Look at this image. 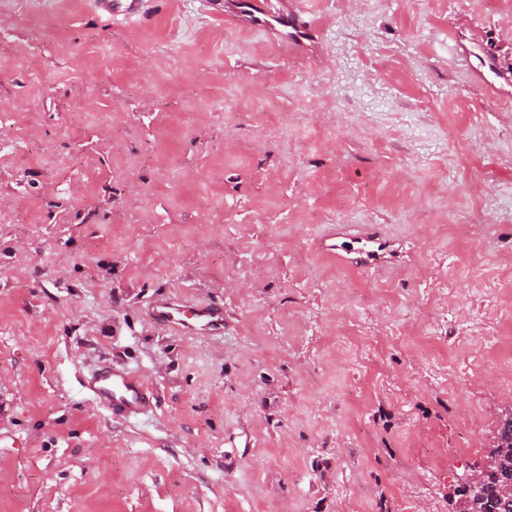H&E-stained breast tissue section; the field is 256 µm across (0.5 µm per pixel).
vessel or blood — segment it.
<instances>
[{"label":"vessel or blood","mask_w":512,"mask_h":512,"mask_svg":"<svg viewBox=\"0 0 512 512\" xmlns=\"http://www.w3.org/2000/svg\"><path fill=\"white\" fill-rule=\"evenodd\" d=\"M97 4L115 20L144 15L143 0H97ZM152 316L190 334L217 335L224 330V310L214 304L188 310L176 301L167 300L153 308ZM85 387L95 402L116 413L138 414L151 404V392L143 381L108 364L92 372Z\"/></svg>","instance_id":"1"}]
</instances>
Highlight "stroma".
Segmentation results:
<instances>
[{"label":"stroma","mask_w":512,"mask_h":512,"mask_svg":"<svg viewBox=\"0 0 512 512\" xmlns=\"http://www.w3.org/2000/svg\"><path fill=\"white\" fill-rule=\"evenodd\" d=\"M267 2L301 52L213 0H0V512H452L493 448L512 0ZM103 361L157 405L97 407ZM144 0H97L98 6L112 17V20H130L138 17L143 18L142 8ZM151 314L155 320L190 334L217 335L224 330V309L214 304L197 305L187 311L178 302L166 300L157 304Z\"/></svg>","instance_id":"stroma-1"}]
</instances>
